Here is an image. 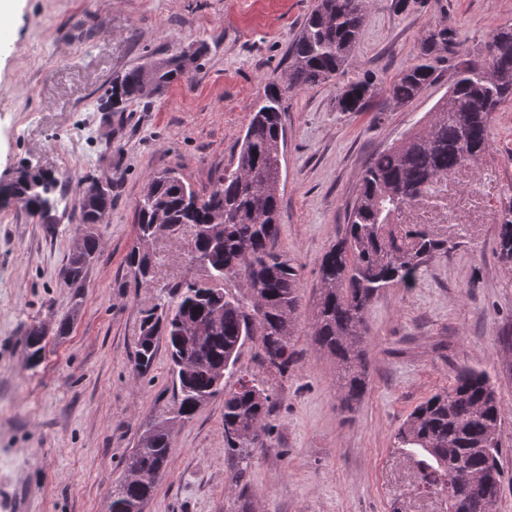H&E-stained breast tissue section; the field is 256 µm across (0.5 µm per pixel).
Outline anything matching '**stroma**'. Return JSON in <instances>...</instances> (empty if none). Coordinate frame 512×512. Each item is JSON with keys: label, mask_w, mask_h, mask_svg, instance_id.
Returning a JSON list of instances; mask_svg holds the SVG:
<instances>
[{"label": "stroma", "mask_w": 512, "mask_h": 512, "mask_svg": "<svg viewBox=\"0 0 512 512\" xmlns=\"http://www.w3.org/2000/svg\"><path fill=\"white\" fill-rule=\"evenodd\" d=\"M315 0H14L0 43V179L31 167L53 173L66 198L54 223L0 204V512H108L123 461L174 389L166 349L139 374L133 353L142 312L185 276L190 233L153 243L157 276L129 277L136 205L148 179L175 169L202 195L235 155L266 82L288 73V49ZM449 22L456 57L483 51L512 23V0H369L351 76L376 83L365 112L336 109L328 82L289 93L278 246L300 274L298 360L277 388L266 447L246 489L228 488L224 400L202 405L172 435L171 467L145 512H445L443 496L416 489L395 434L413 408L456 371L484 369L504 406L503 484L494 512H512V264L497 254L501 212L512 204V103L497 112L492 149L448 177L443 206L406 208L403 224H444L448 254L413 287L382 290L367 313L369 382L343 409L333 359L311 340L319 263L341 233L372 157L424 122L452 79L411 104L390 105V83L429 27ZM179 60L160 93L101 104L130 70ZM112 183V207L81 284L64 268L74 249L84 180ZM80 299L77 319H59ZM49 325L40 364L28 368L24 334Z\"/></svg>", "instance_id": "1"}]
</instances>
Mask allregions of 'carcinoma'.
<instances>
[{"label": "carcinoma", "mask_w": 512, "mask_h": 512, "mask_svg": "<svg viewBox=\"0 0 512 512\" xmlns=\"http://www.w3.org/2000/svg\"><path fill=\"white\" fill-rule=\"evenodd\" d=\"M368 0H315L314 8L290 48L285 84L269 82L251 113L237 156L215 178L213 190L199 195L174 170L153 176L137 204L136 242L126 262L134 283L153 278L152 260L142 252L167 225L192 229L189 264L205 266V280L189 276L162 288L157 302L143 311L133 367L141 375L155 363L158 340L165 338L168 372L176 398L168 417L138 437L124 463V475L112 487L108 512H144L157 482L169 471L171 431L190 421L198 401L224 397V440L235 456L228 486L243 481L256 448L266 447L267 422L276 399V383L297 362L295 337L301 318L300 278L287 254L276 247L280 226L282 123L288 93L344 79L338 112H365L373 98L370 78L348 76L363 30ZM497 57L453 64L448 91L430 118L401 141L378 153L363 173L345 228L323 255L318 277L321 295L311 325L316 346L336 361L343 407L353 409L368 385L366 316L375 296L400 283L410 286L432 258L448 253V235L430 224H400L402 211L492 148L491 126L501 105L512 100V24L493 31ZM454 31L442 23L425 36L420 52L390 84V99L402 107L432 85ZM119 95L130 100L148 94L143 71L128 72ZM58 178L19 173L4 183L33 217L44 221L59 205ZM95 182L84 185L77 207L83 233L73 251L66 279L85 278L97 251L92 228L104 221ZM512 249V205L499 224L498 252ZM206 322L184 345L181 325ZM46 331L28 328L29 364H39ZM255 342L258 369L237 374L242 347ZM238 375L232 387L225 377ZM504 409L485 371L462 367L448 389L419 403L398 428V447L410 454L418 485L426 493H449L464 478L459 512H491L502 485L499 463Z\"/></svg>", "instance_id": "carcinoma-1"}]
</instances>
